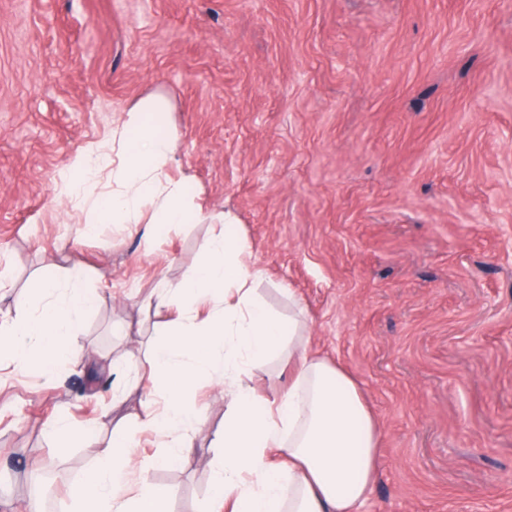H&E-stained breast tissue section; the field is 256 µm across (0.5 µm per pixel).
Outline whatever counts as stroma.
<instances>
[{
	"label": "stroma",
	"mask_w": 512,
	"mask_h": 512,
	"mask_svg": "<svg viewBox=\"0 0 512 512\" xmlns=\"http://www.w3.org/2000/svg\"><path fill=\"white\" fill-rule=\"evenodd\" d=\"M150 97L199 216L94 224L62 178ZM228 216L266 306L377 415L361 512H512V0H0V320L38 276L82 272L98 302L77 340L112 364L0 367V512H26L46 461L45 512H69L119 423L171 512H211L229 397L199 381L194 459L161 463L131 364L176 314L147 298ZM59 418L81 446L48 435Z\"/></svg>",
	"instance_id": "35a3bbf8"
}]
</instances>
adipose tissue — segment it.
<instances>
[{
  "mask_svg": "<svg viewBox=\"0 0 512 512\" xmlns=\"http://www.w3.org/2000/svg\"><path fill=\"white\" fill-rule=\"evenodd\" d=\"M162 103L147 99L125 112L109 144L78 153L73 195H92L96 220L150 216L159 230L192 216L180 183L164 173L170 142L157 122ZM117 168L122 189L100 192L103 173ZM246 244L232 223L210 239L206 257L177 284L151 298L164 307L178 298L184 310L152 340L144 360L133 366L147 374L141 392V431L161 438L166 463H188L192 434L204 413L192 403L199 379L223 381L231 398L219 452L210 465L225 512H359L380 465V431L357 383L340 365L301 349L295 321L272 313L255 293L259 270L244 259ZM32 309L0 323V356L21 371H43L60 362L85 367L88 355L75 340L80 318L96 305L79 276L66 282L40 278ZM210 312L198 319L195 307ZM288 358V387L269 401L243 375L262 370L273 358ZM99 466L72 490L73 512H169L171 489L148 479L150 462L134 460L131 438L116 426L98 451ZM141 473L131 484L132 473Z\"/></svg>",
  "mask_w": 512,
  "mask_h": 512,
  "instance_id": "obj_1",
  "label": "adipose tissue"
}]
</instances>
